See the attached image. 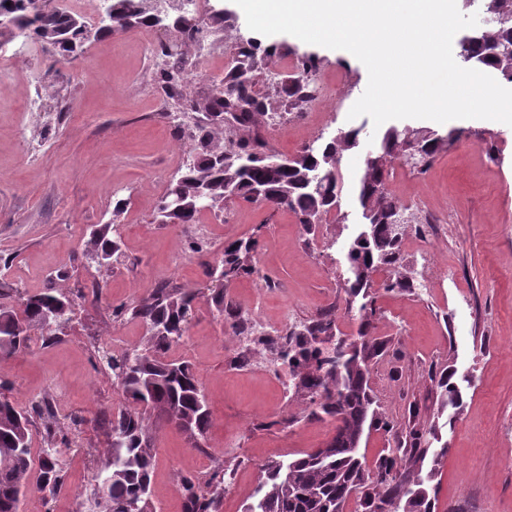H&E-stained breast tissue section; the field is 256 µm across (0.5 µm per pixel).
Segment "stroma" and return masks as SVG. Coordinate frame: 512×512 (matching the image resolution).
<instances>
[{
  "label": "stroma",
  "mask_w": 512,
  "mask_h": 512,
  "mask_svg": "<svg viewBox=\"0 0 512 512\" xmlns=\"http://www.w3.org/2000/svg\"><path fill=\"white\" fill-rule=\"evenodd\" d=\"M168 38L166 31L141 28L91 42L69 61L38 43L0 57V252L12 257L6 280L41 291L91 225L111 222L113 201L126 202L119 219L126 262L100 272L107 283L100 299L82 302L59 340L37 339L28 353L0 356V380L10 384L4 395L18 407L47 393L64 411L88 417L117 404L110 376L93 366L95 350L137 345L145 329L135 321L113 322L109 303L134 301L161 280L190 289L205 285L198 259L183 248L181 228L153 221L159 199L188 158L171 134L154 81V49ZM317 52L316 84L333 96L326 107L261 120L259 131L276 152L294 154L341 130L360 129L364 142L374 132L369 117L348 116L366 89L365 66L344 50L321 46ZM396 126L441 133L455 128L464 135L425 173L392 166L390 191L431 225L425 240L411 234L404 242L419 288L375 290L376 334L386 352L372 360L370 384L398 427L434 422L447 441L431 483L440 512H512V127L483 119H403ZM489 134L498 149L494 161L480 144ZM363 159L358 148L342 160L346 223L321 225L314 239L291 212L241 199L225 203L223 219L204 214L213 252L258 237L259 266L275 282L266 289L234 281L226 290L234 305L280 329L330 303L344 304L342 246L361 221L351 185ZM240 350L230 327L199 298L172 355L194 365L212 424L202 452L174 429L157 430L156 512H181L179 473L207 480L229 450L240 465L221 512H242L260 481L258 463L291 458L332 436L329 421L288 425L299 404L289 400L267 363L238 367ZM450 365L465 379L464 406L442 412L429 374ZM93 472L84 457L73 458L54 509L46 510L34 492L23 512H73L75 496H90Z\"/></svg>",
  "instance_id": "stroma-1"
}]
</instances>
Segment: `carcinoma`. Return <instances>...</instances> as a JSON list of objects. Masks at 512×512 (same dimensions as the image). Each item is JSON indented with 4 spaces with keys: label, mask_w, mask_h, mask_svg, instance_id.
I'll use <instances>...</instances> for the list:
<instances>
[{
    "label": "carcinoma",
    "mask_w": 512,
    "mask_h": 512,
    "mask_svg": "<svg viewBox=\"0 0 512 512\" xmlns=\"http://www.w3.org/2000/svg\"><path fill=\"white\" fill-rule=\"evenodd\" d=\"M111 19L88 36V25L72 11L55 6L16 0L9 17L14 31H27L29 38L54 50L62 59L79 56L86 43L113 33V26L126 30L155 25L147 0H110ZM465 7L480 13L512 17V0H465ZM177 38L162 42L155 55L167 60L156 71V82L172 108H211L215 120L205 126L174 125L189 140L192 159L173 177L159 200L154 222L184 227L199 223L202 214H224V203L240 198L252 201L262 188L264 205L274 211H292L308 234L341 213V163L345 153L358 147L360 129L341 131L318 147L307 146L291 156L288 166L270 170V150L258 132V118L273 110V98L255 91V79L278 61V47L262 46L252 38L234 36L238 51L225 73L224 88L205 99L187 97V76L173 61L188 42L202 38V26L184 19L175 23ZM459 57L468 68L491 71L512 83V24L477 29L459 43ZM321 60L314 53L296 54V64L281 92L295 109L313 99ZM419 151L412 168L426 170L460 137L452 129L445 134L414 130ZM406 131L390 128L373 160L363 164L356 193L369 224L346 252L350 276L345 280L347 310L357 309L356 335L339 328V307L331 303L313 317L289 323L285 329L266 330L255 319L243 315L226 300L225 288L241 278L253 279L264 288L270 282L257 265V241L253 237L231 242L221 253L212 252L201 231L187 237L185 249L200 259L206 277V298L217 316L230 324L232 333L244 343L236 363L251 364L260 355L274 373L284 375L290 398L301 411L290 418L330 419L334 435L327 448L300 453L288 460H269L259 465L263 474L253 500L242 512H438L429 482L433 471H424L430 448L428 438L437 437L436 426L414 425L396 437V447L371 466L363 461L360 445L372 428L390 433L395 425L381 411L370 387L371 361L381 355L385 343L375 336L373 275L387 273L383 288L409 292L418 287L406 268L403 240L407 231L421 232L423 222L407 212L388 188L391 166L399 158V144ZM102 257L106 262L100 263ZM124 264L120 225L97 224L70 261L57 270L52 286L36 293L20 291L0 279V356L23 354L30 349L31 332L43 312L63 311L70 322L82 290L63 285L69 269L81 266L111 270ZM199 293L168 282L149 289L136 301L111 304L112 319L140 322L146 331L142 344L120 352L96 350L98 362L111 371L113 389L123 402L97 412L93 422L107 439V457L93 476L91 512H155L151 485L155 469L154 434L160 427L180 432L187 444L198 447L211 426L212 412L196 371L186 361L170 359L167 352L187 335L192 310ZM457 370L448 366L431 372L439 391L440 409L462 407L463 395ZM44 422V446L38 455L31 448L32 418ZM88 419L80 412L61 414L47 393L23 409L0 399V512H21L30 488L33 469H38L35 490L49 504L66 487L68 467L75 456L93 455L92 446L79 440ZM240 462L234 457L217 462L202 483L191 474L178 475L182 512H220ZM108 482L107 492L100 484ZM359 491L356 508L348 510L347 492Z\"/></svg>",
    "instance_id": "cac0c4a2"
}]
</instances>
